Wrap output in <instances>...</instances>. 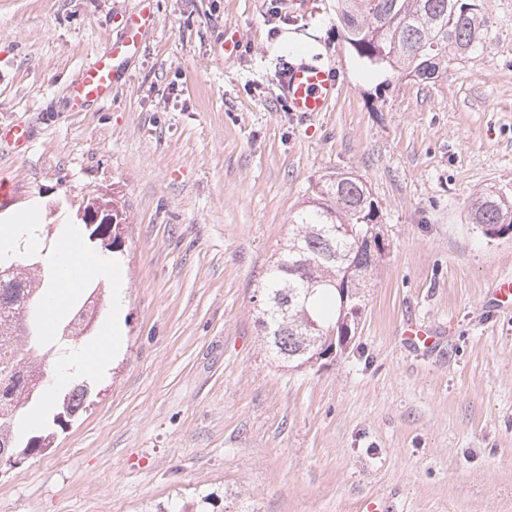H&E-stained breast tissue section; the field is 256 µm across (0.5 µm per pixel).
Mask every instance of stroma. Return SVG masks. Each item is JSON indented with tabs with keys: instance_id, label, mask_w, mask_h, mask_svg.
<instances>
[{
	"instance_id": "1",
	"label": "stroma",
	"mask_w": 512,
	"mask_h": 512,
	"mask_svg": "<svg viewBox=\"0 0 512 512\" xmlns=\"http://www.w3.org/2000/svg\"><path fill=\"white\" fill-rule=\"evenodd\" d=\"M138 0H0V224L29 207L42 258L88 198L116 200L121 349L51 448L0 467V512H512V233L470 209L512 194V0H479L483 39L417 81L368 72L336 0H151L155 24L110 102L67 109L79 69ZM239 35L235 55L218 56ZM335 71L331 111H287L286 64ZM351 173L389 249L354 344L277 358L261 284L318 181ZM443 329L429 350L407 322ZM31 141V132L23 125L0 127V145L16 155H24Z\"/></svg>"
}]
</instances>
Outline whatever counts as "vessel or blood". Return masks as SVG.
<instances>
[{"label":"vessel or blood","instance_id":"b4317fda","mask_svg":"<svg viewBox=\"0 0 512 512\" xmlns=\"http://www.w3.org/2000/svg\"><path fill=\"white\" fill-rule=\"evenodd\" d=\"M151 18L144 10L130 12L108 48L84 65L67 87L70 111L82 112L112 99L127 60L137 54ZM290 111L311 115L327 111L336 97V76L323 66L302 62L288 65L280 83ZM31 132L23 125L0 127V146L25 154Z\"/></svg>","mask_w":512,"mask_h":512}]
</instances>
